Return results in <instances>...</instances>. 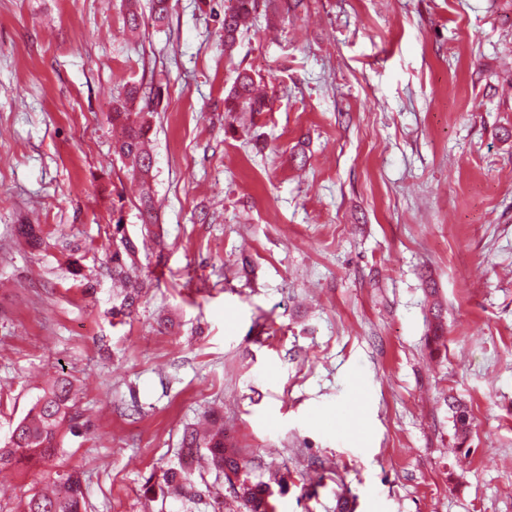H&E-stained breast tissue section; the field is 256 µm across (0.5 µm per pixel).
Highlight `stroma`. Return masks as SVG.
Here are the masks:
<instances>
[{
  "instance_id": "35a3bbf8",
  "label": "stroma",
  "mask_w": 512,
  "mask_h": 512,
  "mask_svg": "<svg viewBox=\"0 0 512 512\" xmlns=\"http://www.w3.org/2000/svg\"><path fill=\"white\" fill-rule=\"evenodd\" d=\"M224 5L157 24L137 0L130 36L127 0H0V440L64 374L88 512H183L145 481L213 410L276 512H512V0H303L229 57ZM242 70L268 110L232 121ZM130 82L156 98L137 262L160 285L116 324V194L143 235L107 119ZM448 409L452 413L455 434L462 441L466 440L472 429L471 416L467 405L455 397H449Z\"/></svg>"
}]
</instances>
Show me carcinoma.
<instances>
[{"mask_svg": "<svg viewBox=\"0 0 512 512\" xmlns=\"http://www.w3.org/2000/svg\"><path fill=\"white\" fill-rule=\"evenodd\" d=\"M224 9L221 28L224 32V53L232 55L239 35L248 27L259 9L276 10V0H232ZM142 86L131 84L124 98L115 101L108 119L122 127L114 152L127 170L140 181L139 213L144 225L157 223L155 195L152 187L153 154L149 137L150 126L130 119L128 104L140 98ZM224 111L261 113L266 111L265 100L255 93L253 76L241 71L229 92L224 96ZM112 254L107 260V273L112 285L119 288L113 294L112 317H131L152 282L133 278L129 269L138 253L135 241L126 233L122 208L112 207ZM16 236L31 245L41 244L43 229L38 224H17ZM444 324L441 308H434L430 322V339L437 344L443 338ZM455 434L466 440L472 422L468 407L462 401L448 397ZM86 422L73 393V385L65 375L56 377L42 388L28 413L12 429L9 438L0 441V472L19 464L39 463L46 467L42 475L44 487L33 489L20 499L16 509L8 512H86L83 473L67 468L62 448L67 435L79 436ZM247 461L224 442V424L214 420L204 434L193 429L178 453V463L162 474L164 485L182 500L192 504L194 512L214 507L206 501L207 476L224 480L239 503L241 512H276L274 492L263 482H247L240 478Z\"/></svg>", "mask_w": 512, "mask_h": 512, "instance_id": "1", "label": "carcinoma"}]
</instances>
